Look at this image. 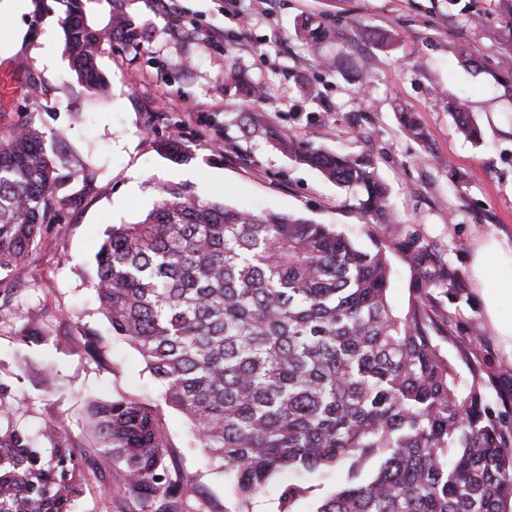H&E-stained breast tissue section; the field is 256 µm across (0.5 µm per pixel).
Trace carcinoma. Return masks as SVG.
I'll return each mask as SVG.
<instances>
[{"label": "carcinoma", "mask_w": 512, "mask_h": 512, "mask_svg": "<svg viewBox=\"0 0 512 512\" xmlns=\"http://www.w3.org/2000/svg\"><path fill=\"white\" fill-rule=\"evenodd\" d=\"M64 50L76 77L99 97L96 69L104 35L67 0ZM457 131L477 144L481 129L461 101L448 103ZM405 134L423 141L415 112ZM276 149L354 193L371 247L330 224L278 213L254 214L199 199L183 184L159 187L141 219L114 224L94 256L90 280L112 336L141 357L160 384V402L85 396L87 433L101 462L122 464L124 493L155 512H176L181 485L170 478L171 448L162 407L181 414L193 445L224 469L238 503L276 476L278 512H294L310 474L343 479L315 512H506L512 504V441L485 401L480 369L460 377L439 340L447 336L441 297L465 287L462 273L431 242L402 232L388 185L370 154H341L294 134ZM174 163L189 155L158 142ZM78 195H60L72 177ZM95 173L53 144L32 121L0 125V291L7 302L32 249L56 214L94 190ZM407 279V304L390 299L395 264ZM69 319L54 336L38 318L22 320L30 347L71 341ZM81 352L103 360L104 336L78 329ZM59 376L40 373L38 390ZM12 383L0 379V512H72L81 494L80 442L47 420L35 437L14 423Z\"/></svg>", "instance_id": "obj_1"}]
</instances>
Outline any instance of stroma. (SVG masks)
<instances>
[{
    "label": "stroma",
    "instance_id": "35a3bbf8",
    "mask_svg": "<svg viewBox=\"0 0 512 512\" xmlns=\"http://www.w3.org/2000/svg\"><path fill=\"white\" fill-rule=\"evenodd\" d=\"M84 4L93 29H111L117 15L129 28L100 46L97 65L110 87L104 102L89 96L64 53L63 0H0V67L37 84L35 93L7 100L12 120L32 118L47 133H63L65 149L97 172L93 192L52 225L10 307L0 310V375L23 372L14 399L28 431L54 417L79 434L86 394L157 398L159 384L122 340L109 339L98 364L50 345L22 350L15 334L27 315L51 324L66 316L107 332L87 283L94 254L107 225L153 209L157 185L184 184L203 200L334 224L364 242L353 200L250 134L253 115L317 146L374 154L403 227L461 271L480 239L512 238V70L498 67L512 55V35L495 0H173L167 14L153 0ZM320 24L329 36L315 54L300 32ZM381 33L396 42L379 45ZM462 45L479 50L481 66L464 61ZM231 71L264 82L262 98L227 88ZM454 98L467 100L480 144L457 133L447 110ZM405 110L419 114L426 142L402 134ZM161 139L186 148L190 161L164 158ZM488 300L471 286L444 300L449 338L442 348L461 375L474 364L490 375L486 403L512 437V345L487 320ZM48 362L61 388L41 399L32 383ZM163 425L184 478L181 512H236L223 474L201 449L187 447L186 420L167 408ZM81 444L74 512H140L137 499L121 492L124 467H100L96 441L82 436Z\"/></svg>",
    "mask_w": 512,
    "mask_h": 512
}]
</instances>
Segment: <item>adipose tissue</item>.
Listing matches in <instances>:
<instances>
[{
	"mask_svg": "<svg viewBox=\"0 0 512 512\" xmlns=\"http://www.w3.org/2000/svg\"><path fill=\"white\" fill-rule=\"evenodd\" d=\"M470 277L476 288L490 294L485 315L499 335L512 340V319L500 316L504 305L512 303V240L487 237L473 250Z\"/></svg>",
	"mask_w": 512,
	"mask_h": 512,
	"instance_id": "1",
	"label": "adipose tissue"
}]
</instances>
